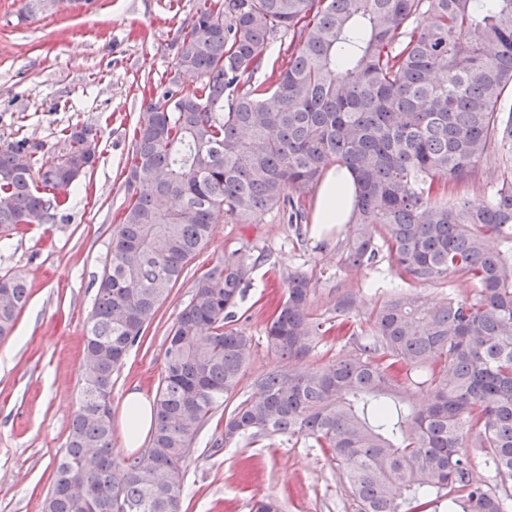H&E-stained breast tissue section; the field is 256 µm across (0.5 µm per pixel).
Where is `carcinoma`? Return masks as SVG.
I'll use <instances>...</instances> for the list:
<instances>
[{"instance_id":"obj_1","label":"carcinoma","mask_w":512,"mask_h":512,"mask_svg":"<svg viewBox=\"0 0 512 512\" xmlns=\"http://www.w3.org/2000/svg\"><path fill=\"white\" fill-rule=\"evenodd\" d=\"M288 37L281 63L271 39ZM198 85L186 92L181 77ZM126 159L131 200L112 235L86 328L81 398L46 512H181L199 432L238 388L252 339L232 326L254 262L240 252L195 278L168 332L155 428L134 458L114 454L100 411L112 376L152 324L219 220L258 224L317 187L334 164L356 184L343 264L385 254L408 285L448 276L470 293L434 306L390 292L355 348L304 370L327 330L314 288L282 278L266 325L285 370L224 417V444L302 437L327 449L359 512H512V0H197L168 79L156 84ZM75 127L51 162L39 146L0 144V237L44 224L96 163ZM489 163L478 203L448 197ZM0 338L30 293L0 279ZM467 448H486L499 482L474 477Z\"/></svg>"}]
</instances>
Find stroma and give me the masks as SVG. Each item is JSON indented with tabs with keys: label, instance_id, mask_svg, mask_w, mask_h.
<instances>
[{
	"label": "stroma",
	"instance_id": "stroma-1",
	"mask_svg": "<svg viewBox=\"0 0 512 512\" xmlns=\"http://www.w3.org/2000/svg\"><path fill=\"white\" fill-rule=\"evenodd\" d=\"M197 0H63L37 12L24 0H0V143L27 139L39 163L51 161L64 130L92 128L97 162L46 223L0 239V277L23 274L31 298L14 331L0 338V512H45L54 468L78 407L88 317L119 216L127 205L123 174L132 130L154 83L169 71L182 22ZM316 192L302 194L301 229L282 210L258 224H215L210 242L161 304L142 345L114 374V452L131 456L121 431L131 387L154 397L164 370L168 329L192 294L195 277L238 250L257 262L240 310L252 356L231 403L252 393L255 378L286 363L267 347L265 325L280 300V278L306 275L315 292L311 312L336 318V296L353 293L352 323L369 333V315L400 280L388 265L350 269L341 262L344 227L320 241L310 233ZM224 427L216 412L190 460L182 512H250L253 500L279 499L284 512H358L327 452L285 437L215 447Z\"/></svg>",
	"mask_w": 512,
	"mask_h": 512
}]
</instances>
